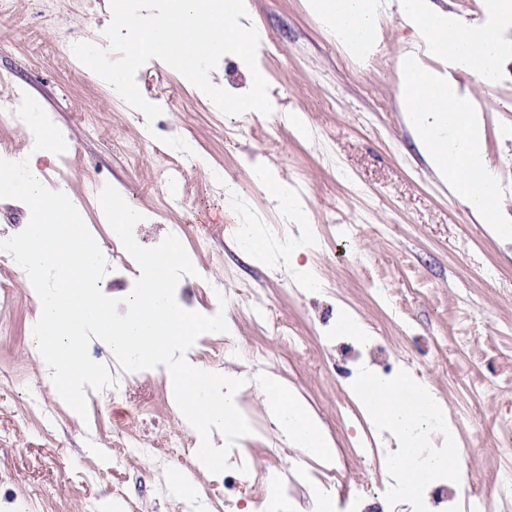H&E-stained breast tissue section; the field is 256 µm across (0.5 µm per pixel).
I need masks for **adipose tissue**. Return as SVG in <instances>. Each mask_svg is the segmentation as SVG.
<instances>
[{"label": "adipose tissue", "mask_w": 512, "mask_h": 512, "mask_svg": "<svg viewBox=\"0 0 512 512\" xmlns=\"http://www.w3.org/2000/svg\"><path fill=\"white\" fill-rule=\"evenodd\" d=\"M306 5L350 57L361 58L379 38L381 11L376 0H307ZM400 10L432 55L485 78L500 69L505 57L502 29L466 27L429 7L426 0H401ZM401 72L400 108L432 171L496 237L512 239V219L499 209L498 175L487 157L483 127L470 99L454 81L423 64L402 67ZM254 173L288 223H305L304 205L288 183L264 167ZM354 390L373 418L400 438L398 495L417 496L434 475L450 470L456 445L436 454L424 451L431 434L448 431L445 409L428 385L407 376L368 372Z\"/></svg>", "instance_id": "ef3b65f1"}]
</instances>
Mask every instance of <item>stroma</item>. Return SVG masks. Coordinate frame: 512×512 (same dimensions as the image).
Masks as SVG:
<instances>
[{
    "mask_svg": "<svg viewBox=\"0 0 512 512\" xmlns=\"http://www.w3.org/2000/svg\"><path fill=\"white\" fill-rule=\"evenodd\" d=\"M10 19L0 25V74H9L0 94H30L61 132L75 139L64 153L33 150L24 132L0 128L16 158L32 157L46 180L65 176L73 203L96 241L111 234L98 199L85 197L90 178L113 186L124 200L146 216L135 227L137 241L158 245L172 226L187 227L180 241L200 277L193 310L209 313L215 290L228 298L229 331L224 338L199 336L194 362L211 365L214 355L237 347L222 367L246 378L266 373L293 390L322 424L332 441L334 460L344 478L335 488L343 497L356 489L360 476L373 485L385 476L353 449L364 424L351 415L354 390L338 374L349 362L345 337L336 335L337 317L361 319L380 346L371 353L361 346L362 371L380 362L415 363L423 380L444 400L449 418L458 422L455 436L476 485L494 470L512 465V441L497 422L512 417V242L491 236L447 185L431 173L411 128L402 117L399 60L418 53L423 63H441L419 41L396 8L386 10L381 41L365 59L348 56L335 37L307 11L304 0H247L259 34L256 65L269 83L271 115L250 123L224 115L182 74L167 64L146 62L135 74L143 97L161 107L152 124L135 116L133 107L118 105L111 87L89 68L63 63L58 47L65 42H98L110 17L105 0H61V15L42 13V0H6ZM470 99L483 119L488 157L503 185L502 203L512 215V84L491 89L473 87ZM301 114L318 133L311 140L281 122L284 114ZM164 137H188L203 154L201 164L187 168L179 185L188 194L184 207L168 208L166 186L160 185L164 165L151 147L129 162L120 143L140 140L147 130ZM336 158L326 167L321 150ZM265 162L278 177L295 183L304 202L309 228L319 244L301 255L300 264L318 275L324 288L312 294L293 272L266 255L236 251L225 230L240 219L215 190L211 169L234 177L256 211L277 217L263 188L252 179L251 166ZM304 173L296 182V173ZM358 224L355 238L343 234ZM206 240L194 244L195 237ZM390 289L400 305L391 319L378 301V289ZM260 296L266 314L248 307ZM36 292L23 275L12 283L4 313L14 333L0 337V373L42 378L28 350L36 319ZM299 329L304 348L279 346L273 324ZM471 341L458 343L461 331ZM264 345L275 355L266 366L253 361L251 350ZM148 401L153 420L137 421L133 407ZM173 386L163 370L152 369L131 382L129 400L96 402L87 418L48 396V412L61 424L49 427L45 414L29 412L20 391L0 388V512H22L27 501L44 503L48 512H78L91 500L111 498L113 487L126 493L135 512H181L172 498L153 493L157 476L147 459H112V430L123 425L131 434L164 442L170 434H189L190 425L174 407ZM240 410L253 428L238 440L249 473L278 471L290 492L294 512H308L321 460L308 459L306 473L288 464V447L271 442V427L261 393L248 388ZM100 443L96 454L82 447L85 432Z\"/></svg>",
    "mask_w": 512,
    "mask_h": 512,
    "instance_id": "35a3bbf8",
    "label": "stroma"
}]
</instances>
